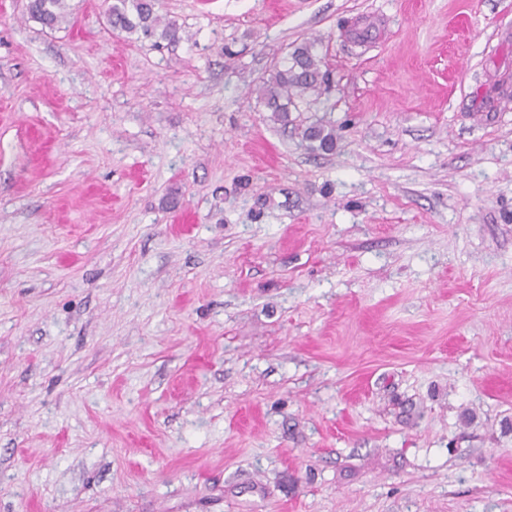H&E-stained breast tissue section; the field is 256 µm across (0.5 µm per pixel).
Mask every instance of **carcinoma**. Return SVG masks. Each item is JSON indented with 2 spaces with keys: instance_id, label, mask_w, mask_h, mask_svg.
<instances>
[{
  "instance_id": "cac0c4a2",
  "label": "carcinoma",
  "mask_w": 512,
  "mask_h": 512,
  "mask_svg": "<svg viewBox=\"0 0 512 512\" xmlns=\"http://www.w3.org/2000/svg\"><path fill=\"white\" fill-rule=\"evenodd\" d=\"M65 8V0H30L28 15L42 27L53 29L66 18ZM106 22L110 29L119 33H140L168 41L179 39V27L173 21H162L156 13L155 0H110ZM321 62L314 44H305L292 53L291 65L276 70L259 86V98L272 112L274 121L288 124L289 104L293 99H302L308 94L320 96L328 91L329 74L321 70ZM304 135L308 140L319 142L321 148L333 146L332 134L321 127H309Z\"/></svg>"
}]
</instances>
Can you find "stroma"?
<instances>
[{
	"instance_id": "1",
	"label": "stroma",
	"mask_w": 512,
	"mask_h": 512,
	"mask_svg": "<svg viewBox=\"0 0 512 512\" xmlns=\"http://www.w3.org/2000/svg\"><path fill=\"white\" fill-rule=\"evenodd\" d=\"M106 8L0 0V512H512V0ZM65 8V0H31L27 10L30 19L53 29L66 18ZM106 13L110 29L119 33H140L144 37L176 41L179 27L173 21L163 22L156 13L154 0H111ZM314 43L304 44L291 55V65L278 69L258 88L260 100L276 122L288 125L289 104L307 94L321 96L328 91L329 74L322 71V57L315 53Z\"/></svg>"
}]
</instances>
